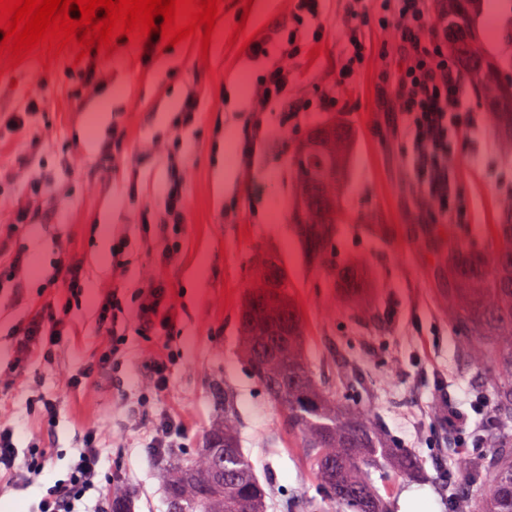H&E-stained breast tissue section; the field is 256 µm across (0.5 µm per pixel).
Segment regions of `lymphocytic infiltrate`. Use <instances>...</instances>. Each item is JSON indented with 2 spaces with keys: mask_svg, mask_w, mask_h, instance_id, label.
Returning a JSON list of instances; mask_svg holds the SVG:
<instances>
[{
  "mask_svg": "<svg viewBox=\"0 0 512 512\" xmlns=\"http://www.w3.org/2000/svg\"><path fill=\"white\" fill-rule=\"evenodd\" d=\"M381 8L378 25L390 31L391 40L378 52V89L391 114V134L406 151L407 176L414 197L428 206L435 222L450 217L462 221L465 206L450 158L459 135L474 130L475 123L458 62L448 53V33L437 17L438 0H382ZM339 41L343 62L338 84L345 87L363 67L367 51L359 25L346 24ZM294 56V50L288 49L271 61L247 103L248 111L279 110L287 94L288 70ZM182 172V165L169 164L168 178L161 189L164 209L158 223L178 225L184 221ZM57 274L66 281L70 298L15 330L21 350L35 347L45 358L65 343L64 323L72 310V297L86 284L79 263L59 267ZM96 311L99 326L112 336L130 320L136 322L142 336L160 335L174 324L168 292L155 281L135 290L131 307H124L117 293L109 292L99 298ZM488 416V406L479 397L471 401L469 411L449 408L446 423L458 436L457 447L471 448L482 440V425ZM16 435L15 426L0 423V486L20 490L41 475V461L48 451L33 447L27 459H20ZM101 466L102 444L92 431L69 463L65 477L47 488L34 512H78L86 493L96 488Z\"/></svg>",
  "mask_w": 512,
  "mask_h": 512,
  "instance_id": "lymphocytic-infiltrate-1",
  "label": "lymphocytic infiltrate"
}]
</instances>
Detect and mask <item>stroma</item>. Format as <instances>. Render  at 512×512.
Wrapping results in <instances>:
<instances>
[{
	"mask_svg": "<svg viewBox=\"0 0 512 512\" xmlns=\"http://www.w3.org/2000/svg\"><path fill=\"white\" fill-rule=\"evenodd\" d=\"M223 0L207 53L181 42L162 47L159 36L141 46L120 45L111 58L65 52L50 66L37 58L0 73V113L39 101L33 127L0 133V205H27L23 184L42 174L54 192L31 223L0 222V241L32 259L14 280L0 279V422L19 428V448L51 449L37 484L0 491V512H31L46 488L64 478L66 466L88 432L104 447L101 476L85 501L112 512V495L123 490L132 512H167L158 478L160 459L149 446L163 413L183 430L172 452L188 458L201 447L223 403H231L243 452L269 494L267 512H311L317 482L282 413L246 365L238 309L265 255L288 272L291 293L304 307L305 351L318 384L338 398L371 411L381 430L423 463L419 481L380 469L372 478L396 508L409 488L429 489L437 512H456L460 498L483 497L488 484L467 476L469 460L458 454L448 427L432 416L441 399L468 409L472 397L489 396L492 380L462 354L464 337L448 320V248L489 242L502 203L512 197V165L487 112L476 110L478 135L461 136L452 165L467 208L463 224L435 230L427 206L412 196L400 145L391 140L379 102H367L376 86L378 51L390 35L375 23L363 26L368 68L351 86L337 89L341 65L337 30L349 20L348 0H325L319 21L294 17L292 0ZM269 42L270 56L288 47L291 31L321 27L319 42H301L293 61L285 109L305 105L278 136L258 143L251 160L239 145L254 124L281 123L278 112H249L245 105L264 75L268 58L228 45L233 26ZM320 57L310 58L314 46ZM340 91V111L320 105ZM195 97L194 124L176 125L182 102ZM336 121L356 134L341 195V219L326 262L306 261L292 220L295 176L290 158L316 125ZM125 138L112 170L91 175L98 148L113 130ZM31 168H16L18 152ZM185 164V217L159 232L143 216L164 208L160 188L166 158ZM248 237H241V230ZM124 240L120 255L112 245ZM80 263L89 286L67 318L68 338L50 358L16 362L14 326L69 295L57 278L59 261ZM163 282L174 307L167 334L139 336L128 323L117 357L79 388L67 379L97 362L112 339L99 330V293L117 290L129 299L145 283V270ZM354 272L358 287H345ZM166 347L173 357L169 385L153 388V356ZM56 397L59 421L45 425L28 397Z\"/></svg>",
	"mask_w": 512,
	"mask_h": 512,
	"instance_id": "35a3bbf8",
	"label": "stroma"
}]
</instances>
